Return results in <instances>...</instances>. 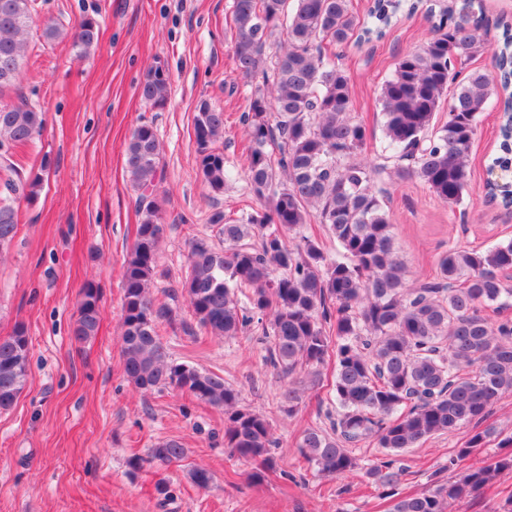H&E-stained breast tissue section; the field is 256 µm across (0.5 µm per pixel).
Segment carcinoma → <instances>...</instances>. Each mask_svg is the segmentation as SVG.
<instances>
[{
  "label": "carcinoma",
  "instance_id": "carcinoma-1",
  "mask_svg": "<svg viewBox=\"0 0 512 512\" xmlns=\"http://www.w3.org/2000/svg\"><path fill=\"white\" fill-rule=\"evenodd\" d=\"M402 0H373L360 19L349 0H233L234 72L248 81L257 74L268 84L250 97L243 122L249 141L246 179L261 210L246 223L214 212L210 224L224 248L208 238L188 244V270L181 282L196 325L215 337L247 331L268 341L269 363L284 377L299 369L318 373L336 364L333 391L341 412L331 431L308 428L299 443L304 459L326 476L355 469L395 483L394 468L405 450L439 434L472 426L449 465L468 459L487 444L480 428L502 396L512 393V319L493 321L486 310L512 307V240L486 249L450 248L438 260V277L418 287L406 282V266L395 248L393 224L373 190L376 169L353 160L366 143L367 129L350 117L347 75L324 52L359 31L358 41L385 35ZM35 0H0V248L16 233L15 203L32 201L41 177L15 179L14 149L34 140L44 112L16 87L28 44ZM437 18L432 37L403 55L380 89L388 148L402 164L400 177L416 176L450 204L463 201L478 118L491 98L503 100L500 142L489 168L512 167V28L503 31L493 53L500 79L463 66L481 48L482 0H457ZM285 34L273 55L267 49ZM66 35L60 22H48L40 38L51 43ZM99 41V25L83 19L72 32L75 56L83 58ZM138 95L152 108L164 107L170 75L150 67ZM448 104L440 134L428 135L436 112ZM198 171L214 192L224 190V112L203 102L194 117ZM160 145L154 127H135L125 147V168L137 191L132 246L123 263L120 349L126 378L141 392L167 387L224 411V447L251 462L258 482L275 467L277 445L269 421L241 405L240 393L223 377L171 361L158 324L172 310L153 298L165 227L156 187ZM488 201L512 206V190L488 184ZM342 249L332 257L319 241L290 235L311 218ZM246 298L249 306L240 305ZM100 295L93 283L81 290L72 336L78 343L96 335ZM29 338L19 326L0 338V410L21 394L28 372ZM383 449V458L361 466L349 449L362 442ZM507 449L471 464L453 481H436L424 491L397 495L389 512H452L461 499L487 489L512 471V436ZM177 440L149 449L148 461L183 459Z\"/></svg>",
  "mask_w": 512,
  "mask_h": 512
}]
</instances>
